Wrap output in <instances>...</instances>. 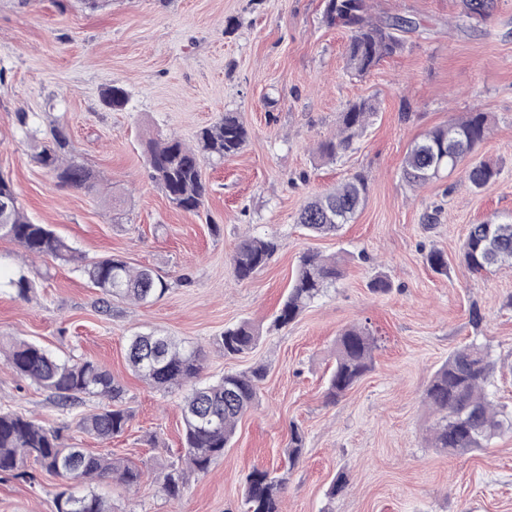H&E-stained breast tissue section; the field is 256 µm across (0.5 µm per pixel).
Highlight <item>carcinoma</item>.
<instances>
[{
	"label": "carcinoma",
	"mask_w": 512,
	"mask_h": 512,
	"mask_svg": "<svg viewBox=\"0 0 512 512\" xmlns=\"http://www.w3.org/2000/svg\"><path fill=\"white\" fill-rule=\"evenodd\" d=\"M493 7L494 0H462L459 18L468 23L483 21L490 17ZM323 21L347 32L346 67L356 76L366 75L381 59L402 52L400 33L415 28L411 20L401 15L385 20L376 17L373 0H326ZM128 98L127 90L118 83L101 93L103 104L112 110L122 109ZM375 112L377 107L369 99L350 104L339 115L336 134L320 142L321 157L334 161L351 149ZM487 130L486 113L470 112L425 133L406 153L402 165L404 180L419 187L461 168L472 189H483L497 178L498 170L480 161L467 164L465 160L486 138ZM247 138L248 130L240 115L226 112L202 127L193 145L175 136L150 142L149 176L172 205L195 212L203 205L206 194L201 176L205 160L221 161L237 155ZM69 145L65 130L55 127L52 140L40 145L37 163L61 186L88 193L97 191L96 174L72 156ZM366 194V179L356 174L308 202L299 213L298 223L314 237L335 235L353 221ZM2 200L9 202L10 207L0 210V237L10 238L36 257L70 260L75 256L76 250L66 239L28 216L19 204L13 183L0 177ZM277 249L278 243L272 237L241 241L231 259L233 276L239 281L252 278ZM461 258L476 274L495 265L512 266V222L469 225ZM425 260L435 272L447 273L448 258L443 251L431 249ZM80 271L104 295L105 307L114 300L148 303L169 289L168 282L153 270L134 268L119 256L86 262ZM343 276L344 269L336 257H324L312 250L302 253L288 294L269 329L279 330L294 322ZM261 337L260 328L243 321L224 328L218 344L224 356L236 357L254 349ZM1 347L6 349L7 361L16 373L49 392L60 408L74 409L87 397L98 400L95 410L79 414L76 427L81 433L107 441L124 432L130 414L118 406L123 388L100 364L90 359L73 362L59 358L40 344L19 338L6 344L0 341ZM375 348L376 338L365 327L353 325L337 336L335 365L326 383L328 398L342 396L372 370ZM127 361L133 373L158 390L186 388L181 404L186 467L171 466L163 480L166 495L177 499L184 485L185 469L204 473L230 447L238 422L256 404L266 370L256 367L201 383V349L154 331L137 332L130 337ZM492 371L493 362L480 344L472 342L448 355L424 392L425 401L437 414L427 439L428 447L462 455L481 450L492 440L512 433V413H506L504 406L495 403L487 390ZM304 448L303 432L291 428L288 458L298 461ZM29 459L49 474L86 486L83 492H59L54 499L55 512H112V506L95 491L93 483L115 479L132 488L147 477L145 470L130 461L69 445L58 430L46 427L33 416L0 408V475L15 474ZM286 484L284 474L264 468L252 470L244 487L245 512H280Z\"/></svg>",
	"instance_id": "cac0c4a2"
}]
</instances>
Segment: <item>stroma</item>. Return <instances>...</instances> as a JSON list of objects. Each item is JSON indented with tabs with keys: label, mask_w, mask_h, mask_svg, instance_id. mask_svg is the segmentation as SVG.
<instances>
[{
	"label": "stroma",
	"mask_w": 512,
	"mask_h": 512,
	"mask_svg": "<svg viewBox=\"0 0 512 512\" xmlns=\"http://www.w3.org/2000/svg\"><path fill=\"white\" fill-rule=\"evenodd\" d=\"M373 5L376 16L404 15L417 27L403 52L357 77L345 68L346 33L323 21L325 0H106L96 10L81 0H0V175L36 223L86 259L118 255L170 283L150 303L117 302L105 312L75 264L23 263L22 248L0 238V336L95 360L123 386L130 420L109 441L89 438L1 358L0 406L148 470L134 488L98 484L115 512H242L248 473L284 466L291 472L282 512H512V435L464 456L428 447L435 417L423 401L449 353L475 341L494 363L489 392L512 410V267L476 274L460 258L469 225L512 221V0H497L490 18L466 26L460 0ZM115 82L130 96L119 112L100 99ZM367 97L378 110L363 135L336 161L321 158L317 145L335 133L340 112ZM21 112L40 132L66 128L98 192L56 187L33 158ZM225 112L245 122V146L204 163L199 212L173 208L149 176L148 139L194 143ZM469 112L489 117L475 157L499 167L498 179L477 192L459 172L409 187L400 172L411 144ZM356 172L367 178L368 199L355 221L338 235L309 237L297 222L301 207ZM432 211L430 226L424 216ZM249 235L275 236L279 248L240 282L231 257ZM433 248L447 255V274L427 266ZM307 250L340 258L345 275L295 322L270 329ZM21 271L33 282L25 299L8 285ZM380 271L392 282L386 295L368 288ZM243 320L263 329L260 342L224 357L216 338ZM355 323L377 339L374 366L331 400L336 338ZM148 330L201 347L205 381L267 369L231 447L207 472L187 473L175 501L161 482L183 454L184 392L153 389L126 363L129 336ZM294 425L306 448L292 465L284 450ZM341 472L348 486L329 497ZM63 484L42 471L32 480L0 477V512H54Z\"/></svg>",
	"instance_id": "1"
}]
</instances>
